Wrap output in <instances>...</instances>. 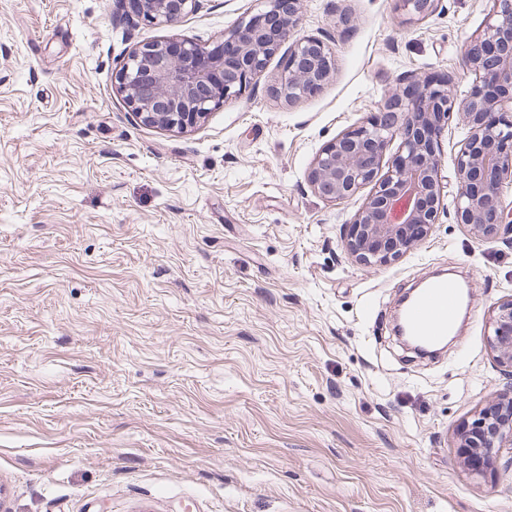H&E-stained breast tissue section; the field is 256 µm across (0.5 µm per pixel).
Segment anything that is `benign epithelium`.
<instances>
[{"mask_svg": "<svg viewBox=\"0 0 512 512\" xmlns=\"http://www.w3.org/2000/svg\"><path fill=\"white\" fill-rule=\"evenodd\" d=\"M128 2L132 14L148 23H174L192 13L199 0ZM402 2L420 21L439 0ZM300 12L301 0H270L268 11L209 47L184 38L144 43L116 73L118 90L142 124L186 132L241 94L289 40L279 92L290 100L308 97L329 77L332 56L318 38L291 40ZM463 59L477 81L468 97L455 98L446 80H412L370 119L326 143L310 164L307 181L326 201L340 202L371 186L343 228L344 247L365 267L385 263L431 235L443 196L439 142L455 113L468 128L456 162L457 220L487 238L512 240V220L501 204L503 184L512 183V0H495ZM395 136L398 151L380 177L384 152ZM490 327L494 360L512 380V297L493 309ZM460 447L472 449L488 467L503 449L512 450V387L491 409L479 411Z\"/></svg>", "mask_w": 512, "mask_h": 512, "instance_id": "7a95c632", "label": "benign epithelium"}]
</instances>
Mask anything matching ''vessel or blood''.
<instances>
[{"label": "vessel or blood", "mask_w": 512, "mask_h": 512, "mask_svg": "<svg viewBox=\"0 0 512 512\" xmlns=\"http://www.w3.org/2000/svg\"><path fill=\"white\" fill-rule=\"evenodd\" d=\"M460 307L458 288L446 278L432 279L405 308L404 328L424 344H436L454 333Z\"/></svg>", "instance_id": "obj_1"}]
</instances>
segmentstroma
<instances>
[{"label": "stroma", "mask_w": 512, "mask_h": 512, "mask_svg": "<svg viewBox=\"0 0 512 512\" xmlns=\"http://www.w3.org/2000/svg\"><path fill=\"white\" fill-rule=\"evenodd\" d=\"M267 0H199L175 23L124 0H0V512H512V471L460 433L504 393L488 322L512 246L456 221L453 117L431 236L377 266L342 230L368 195L307 183L328 141L411 77L463 61L491 0H302L333 72L278 91L287 48L192 131L143 125L114 75L132 48L201 45ZM447 271L471 304L447 351L393 333L403 289Z\"/></svg>", "instance_id": "stroma-1"}]
</instances>
